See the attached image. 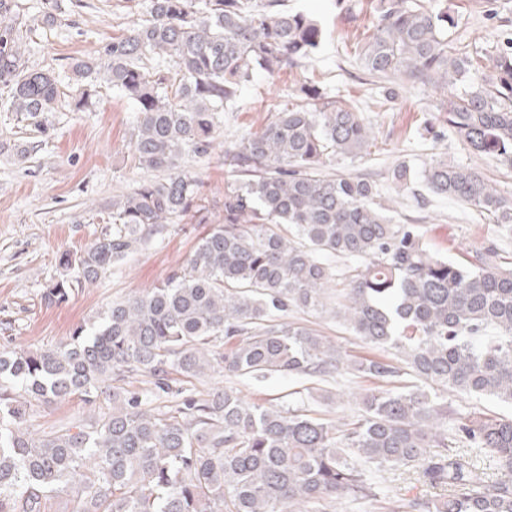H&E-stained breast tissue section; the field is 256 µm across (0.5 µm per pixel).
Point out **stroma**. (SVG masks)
Wrapping results in <instances>:
<instances>
[{
  "instance_id": "35a3bbf8",
  "label": "stroma",
  "mask_w": 512,
  "mask_h": 512,
  "mask_svg": "<svg viewBox=\"0 0 512 512\" xmlns=\"http://www.w3.org/2000/svg\"><path fill=\"white\" fill-rule=\"evenodd\" d=\"M457 25L451 38L491 47L512 38V0H438ZM24 23L23 46L30 68L54 73L60 97L48 113L49 135H42L17 112L0 110V142L23 145L19 158L0 154V351L44 350L66 344L73 330L92 324L112 302L141 293L185 264L204 225L186 214L166 225L137 252L113 265L96 284L73 289L67 303L46 306L42 292L59 277L64 252L85 248L112 227V198L151 174L139 168L131 148L134 107L106 83L95 82L94 107L85 112L71 105L70 63L102 43L124 35L146 15L147 0H18ZM379 0H286L293 11L312 15L324 30L320 49L304 68L269 80L255 73L236 111L224 115L221 147L204 157L189 156L183 168L202 182L205 204L213 219L224 205V149L260 131L272 112L288 102V92L304 79L326 89L328 95L360 103L375 128L376 139L367 155L333 161L334 171L364 174L375 180L393 223L416 220L427 247L457 257L491 248L512 254V233L487 223L475 209L432 194L422 172L435 159L469 166L496 180L512 200V170L495 159L473 154L448 129L438 138L421 137L417 129L436 114L446 91L404 82L385 108L375 106L378 83L364 72L353 55L356 37L370 29ZM413 171L404 190L392 181L399 163ZM289 321L319 330L347 355L362 357L373 350L333 314L292 309ZM232 386L248 400L303 406L322 417L341 420L353 415L355 397L373 388V381L352 374L331 380L334 397L311 398L306 379L282 375L239 379L227 372H209L195 384L197 396L216 387ZM100 400L89 405L71 397L39 404L27 422L31 432L59 429L106 411Z\"/></svg>"
}]
</instances>
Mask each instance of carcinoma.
Here are the masks:
<instances>
[{"mask_svg": "<svg viewBox=\"0 0 512 512\" xmlns=\"http://www.w3.org/2000/svg\"><path fill=\"white\" fill-rule=\"evenodd\" d=\"M280 2L149 0L126 35L72 64L75 108L89 106L87 79L118 90L137 112L138 165L163 177L113 198L112 230L61 254L70 276L46 286V305L97 282L186 213L209 223L185 155L209 153L254 71L301 69L324 37ZM17 20L16 0H0V83L11 87L10 110L46 131L57 79L26 66ZM454 24L446 7L380 0L354 55L383 83L460 87L438 120L471 151L512 167V40L470 49L450 39ZM486 60L489 73L473 82ZM372 140L359 107L303 81L291 105L224 151L232 180L222 220L185 265L112 302L63 346L1 351L0 512H45L73 487L74 512H326L346 498L381 501L372 471L418 462L423 481L448 495L414 498L406 512H512V417L463 414L426 390L512 405V267L493 249L460 259L431 252L414 225L383 212L375 181L325 171ZM423 179L433 194L512 224V204L481 172L434 160ZM332 258L346 265L338 271ZM330 296L336 317L379 354L352 361L317 330L275 319L290 307L321 309ZM216 363L239 377L326 382L351 371L396 387L361 393L359 414L335 422L247 401L233 387L156 404V393ZM129 373L153 388L126 390ZM72 396L108 398L112 410L38 438L24 428L32 402Z\"/></svg>", "mask_w": 512, "mask_h": 512, "instance_id": "1", "label": "carcinoma"}]
</instances>
